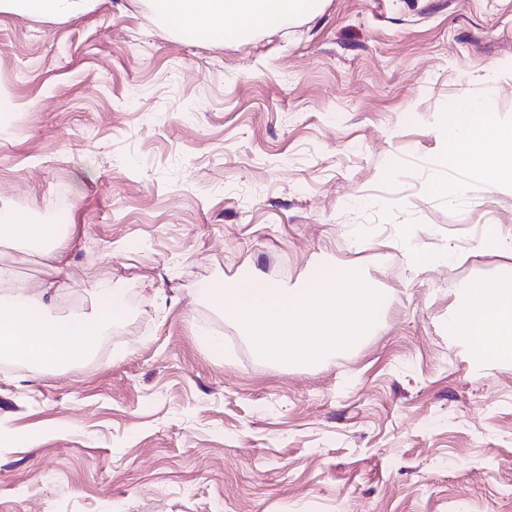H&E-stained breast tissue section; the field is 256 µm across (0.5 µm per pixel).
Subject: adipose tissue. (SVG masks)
<instances>
[{
	"label": "adipose tissue",
	"instance_id": "obj_1",
	"mask_svg": "<svg viewBox=\"0 0 512 512\" xmlns=\"http://www.w3.org/2000/svg\"><path fill=\"white\" fill-rule=\"evenodd\" d=\"M94 0H0V12L70 19L93 7ZM321 0H157L160 16L180 31L208 38L227 31L249 33L273 20L314 12ZM450 155L455 165L469 168L492 187L512 191V126L494 119L476 121L465 99L453 107L448 127ZM59 224H30L0 217V241L40 244L58 242ZM94 318L53 314L47 291L16 288L7 309L0 311V356L25 368L65 365L91 351L104 324L122 320L126 308L112 289L95 291ZM448 333L471 356L475 366L512 362V280L489 278L462 284L448 313Z\"/></svg>",
	"mask_w": 512,
	"mask_h": 512
}]
</instances>
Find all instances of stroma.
<instances>
[{"mask_svg":"<svg viewBox=\"0 0 512 512\" xmlns=\"http://www.w3.org/2000/svg\"><path fill=\"white\" fill-rule=\"evenodd\" d=\"M0 92V211L66 227L0 271L64 316L100 283L126 302L89 358L0 359V512H512V364L448 334L463 283L512 276L479 247L512 192L441 163L459 98L512 124V0H324L209 39L148 0L0 13ZM326 264L388 306L309 367L258 360L204 293Z\"/></svg>","mask_w":512,"mask_h":512,"instance_id":"obj_1","label":"stroma"}]
</instances>
